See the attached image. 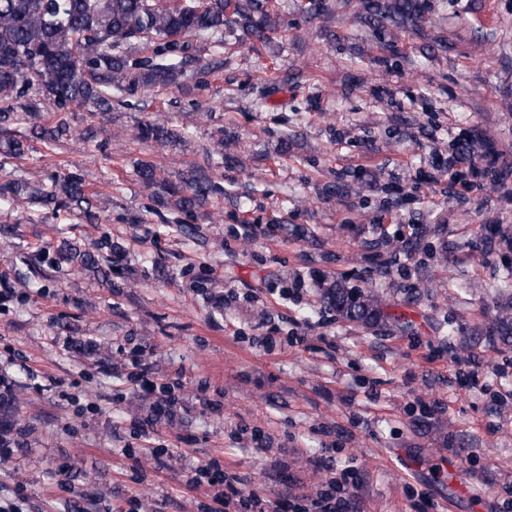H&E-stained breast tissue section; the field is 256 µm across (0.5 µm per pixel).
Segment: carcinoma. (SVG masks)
I'll return each mask as SVG.
<instances>
[{
  "label": "carcinoma",
  "instance_id": "1",
  "mask_svg": "<svg viewBox=\"0 0 512 512\" xmlns=\"http://www.w3.org/2000/svg\"><path fill=\"white\" fill-rule=\"evenodd\" d=\"M361 22L379 36L397 29H413L426 20L428 0H354ZM298 10L318 17L328 7L324 0H298ZM280 26L276 0H0V123H26L37 118L34 91L58 109L53 119L32 124L27 138L3 137L0 154L23 158L30 142L47 147L73 138L64 110L92 105L95 117L112 108L113 92L169 87L177 83L191 52L207 42L224 48V30L231 29L250 43H269ZM137 137L161 146H173L187 131L163 123L138 125ZM481 141L466 138L452 146L457 159L475 153ZM139 183L156 201L174 213L205 214L211 198L221 192L203 171L190 169L174 182L155 161L145 158L133 166ZM34 202L73 206L89 219L95 193L73 172L60 176L52 190L39 183L24 188L5 182L0 202L13 200L21 191ZM119 247L104 238L94 252L71 242L58 249L59 260L73 271L108 278L112 256ZM326 303L344 319L371 326L404 315L383 311L374 294H363L341 283L324 289Z\"/></svg>",
  "mask_w": 512,
  "mask_h": 512
}]
</instances>
